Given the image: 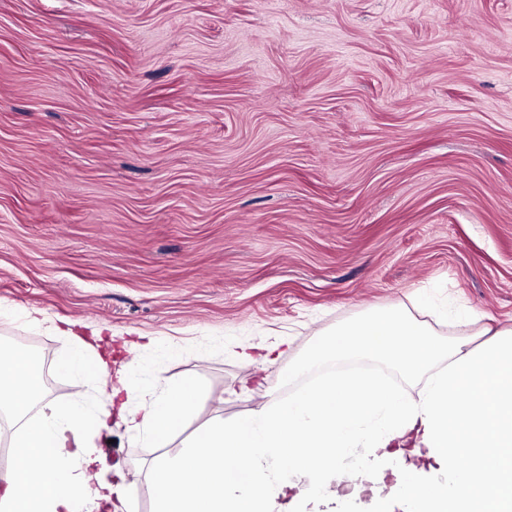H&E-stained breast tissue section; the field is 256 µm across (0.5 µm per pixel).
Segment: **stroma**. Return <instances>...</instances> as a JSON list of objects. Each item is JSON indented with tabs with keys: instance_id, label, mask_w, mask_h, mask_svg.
<instances>
[{
	"instance_id": "obj_1",
	"label": "stroma",
	"mask_w": 512,
	"mask_h": 512,
	"mask_svg": "<svg viewBox=\"0 0 512 512\" xmlns=\"http://www.w3.org/2000/svg\"><path fill=\"white\" fill-rule=\"evenodd\" d=\"M384 308L512 328V0H0V345L51 365L103 328L128 407L199 380L192 433L334 373L300 368L318 335ZM95 443L153 512L180 439Z\"/></svg>"
}]
</instances>
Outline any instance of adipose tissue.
<instances>
[{
    "label": "adipose tissue",
    "instance_id": "adipose-tissue-1",
    "mask_svg": "<svg viewBox=\"0 0 512 512\" xmlns=\"http://www.w3.org/2000/svg\"><path fill=\"white\" fill-rule=\"evenodd\" d=\"M93 346L76 337L56 361L59 372L92 376L105 404L88 409L82 393L70 405L43 401L42 356L0 351V416L10 421L13 464L0 474V512H108L124 508L126 481L103 482L83 433L120 418L129 430L161 443L178 434L198 407L199 387L186 378L145 385L139 407L112 411L130 392ZM364 356L426 379L420 401L402 398L363 375H330L314 389L245 417L215 419L174 455L157 458L148 478L155 512H277L293 475L305 477L291 512L325 506L336 512L344 489L369 484L361 512H512V329L482 345L443 342L409 311L380 309L320 335L305 366ZM413 441L433 465H405L395 484L388 469L395 445ZM361 451L362 468L342 458Z\"/></svg>",
    "mask_w": 512,
    "mask_h": 512
}]
</instances>
